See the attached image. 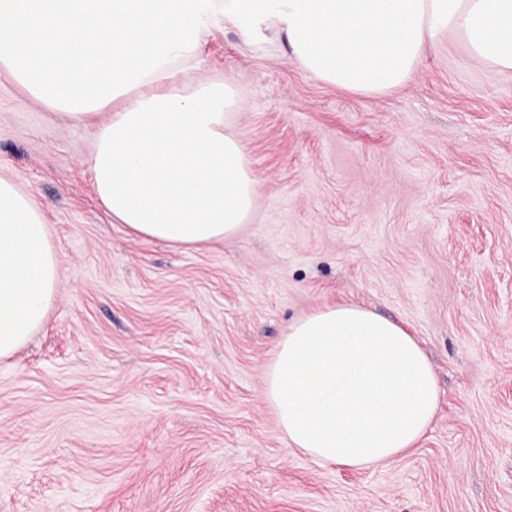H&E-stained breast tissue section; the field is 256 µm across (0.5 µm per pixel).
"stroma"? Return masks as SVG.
I'll list each match as a JSON object with an SVG mask.
<instances>
[{"label": "stroma", "instance_id": "stroma-1", "mask_svg": "<svg viewBox=\"0 0 512 512\" xmlns=\"http://www.w3.org/2000/svg\"><path fill=\"white\" fill-rule=\"evenodd\" d=\"M190 80H228L260 178L200 248L100 205L92 130L0 76V177L62 262L0 360V512H512V73L430 48L380 97L304 73L262 27L212 22ZM402 325L439 387L418 448L376 470L290 448L264 399L289 325L336 303Z\"/></svg>", "mask_w": 512, "mask_h": 512}]
</instances>
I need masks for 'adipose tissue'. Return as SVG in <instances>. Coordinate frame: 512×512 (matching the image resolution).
I'll use <instances>...</instances> for the list:
<instances>
[{
	"label": "adipose tissue",
	"mask_w": 512,
	"mask_h": 512,
	"mask_svg": "<svg viewBox=\"0 0 512 512\" xmlns=\"http://www.w3.org/2000/svg\"><path fill=\"white\" fill-rule=\"evenodd\" d=\"M283 35L303 71L368 97L417 73L429 46L512 72V0H0V74L94 127L96 196L136 236L201 247L247 224L260 179L222 82L179 84L211 21ZM61 277L40 210L0 178V359L44 321ZM265 397L319 465L383 468L417 448L438 406L433 368L400 324L358 304L289 325Z\"/></svg>",
	"instance_id": "adipose-tissue-1"
}]
</instances>
